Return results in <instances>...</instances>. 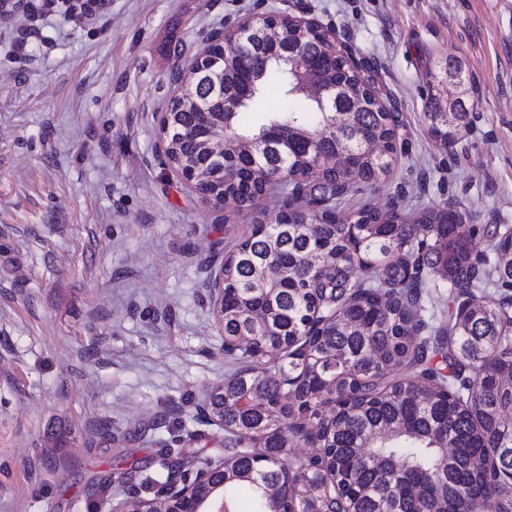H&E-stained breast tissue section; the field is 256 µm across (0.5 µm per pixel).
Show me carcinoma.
Listing matches in <instances>:
<instances>
[{"mask_svg": "<svg viewBox=\"0 0 512 512\" xmlns=\"http://www.w3.org/2000/svg\"><path fill=\"white\" fill-rule=\"evenodd\" d=\"M279 31L280 39H258L226 66L224 95L244 94L250 79L253 91L226 119L224 176L199 150L197 103L209 89L187 69L173 75L181 99L165 135L166 155L177 168L196 171L197 192L218 206L231 200L249 209L279 169L297 176L282 218L255 217L250 233L224 255V353L240 368L234 380L212 388L206 406L210 415H224V462L252 473L224 485V507L239 512L238 495L246 490L252 512H270L261 486L288 467L292 483L276 505L288 512H304L303 488L317 479L350 512H512V295L489 292L512 289V262L502 259L512 226H496L488 250L478 252L474 241L484 229L468 224L460 234L459 222L469 215L457 209L425 208L410 221L394 207L350 216L333 208L389 173L395 124L375 103L350 131L316 142L293 136L317 134L332 115L293 92L283 58L302 55L313 73L344 82L350 105L369 91L320 29L282 21ZM273 82L286 87L284 105L265 111ZM261 111V124L243 123V113ZM428 117L443 144L469 125L463 102L457 112L435 103ZM274 124L288 132V157L256 166L251 152ZM365 137L382 142L380 154L366 150ZM342 138L350 143L348 163L319 171L317 159ZM312 252L326 257L335 277L319 281L307 262ZM273 265L288 266V281L257 289L259 271ZM438 266L448 267L458 307L470 310L462 328L456 313L445 320L425 309L436 287L429 274ZM356 267L360 281L352 279ZM258 306L273 313L271 336L248 325L249 310ZM255 386L264 403L245 409L240 398ZM285 436L319 452L292 462L267 452L282 447ZM160 465L165 481L184 477L171 449L160 450Z\"/></svg>", "mask_w": 512, "mask_h": 512, "instance_id": "carcinoma-1", "label": "carcinoma"}]
</instances>
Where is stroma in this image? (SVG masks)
I'll return each instance as SVG.
<instances>
[{"label": "stroma", "mask_w": 512, "mask_h": 512, "mask_svg": "<svg viewBox=\"0 0 512 512\" xmlns=\"http://www.w3.org/2000/svg\"><path fill=\"white\" fill-rule=\"evenodd\" d=\"M271 11L331 30L396 112L390 172L342 212L512 225V0H97L79 21L29 0L0 22V512H107L154 496L160 449L223 456L212 279L253 215L184 183L159 118L210 34ZM451 58L474 94L444 144L427 114Z\"/></svg>", "instance_id": "stroma-1"}]
</instances>
